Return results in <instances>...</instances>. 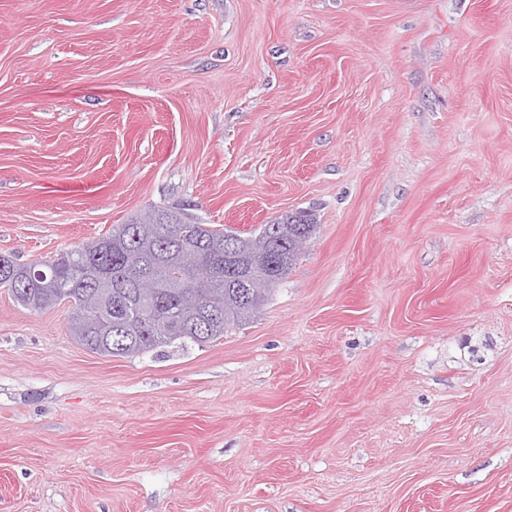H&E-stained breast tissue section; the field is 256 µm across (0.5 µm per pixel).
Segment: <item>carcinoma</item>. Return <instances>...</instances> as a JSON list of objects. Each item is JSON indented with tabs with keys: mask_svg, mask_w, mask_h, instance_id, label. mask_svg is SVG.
I'll return each instance as SVG.
<instances>
[{
	"mask_svg": "<svg viewBox=\"0 0 512 512\" xmlns=\"http://www.w3.org/2000/svg\"><path fill=\"white\" fill-rule=\"evenodd\" d=\"M171 224H190L193 234L186 246L200 261H223L217 251L225 248L233 230L199 224L176 208H158L130 217L112 233L68 249L55 258L38 261L45 279L30 280L23 266L0 254V262L15 275L0 274V285L11 293H25L32 310L42 311L67 303L73 309L69 331L87 349L105 357H127L179 343L197 345L224 336L231 326L249 321L265 303L271 290L288 275L304 247L302 239L316 231L313 215L306 211L286 214L256 230L238 231L235 262L244 271L254 270L269 280L256 303L245 302L239 289L227 281L199 288L188 279L186 269L166 262L172 243L166 234ZM145 271L158 280L154 322L143 323L148 314L140 304L135 277ZM108 277L115 288L112 302L120 315L92 306L86 293L100 277Z\"/></svg>",
	"mask_w": 512,
	"mask_h": 512,
	"instance_id": "1",
	"label": "carcinoma"
}]
</instances>
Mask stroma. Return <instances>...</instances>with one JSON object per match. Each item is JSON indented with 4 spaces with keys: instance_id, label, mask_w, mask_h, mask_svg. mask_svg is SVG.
Wrapping results in <instances>:
<instances>
[{
    "instance_id": "35a3bbf8",
    "label": "stroma",
    "mask_w": 512,
    "mask_h": 512,
    "mask_svg": "<svg viewBox=\"0 0 512 512\" xmlns=\"http://www.w3.org/2000/svg\"><path fill=\"white\" fill-rule=\"evenodd\" d=\"M152 207L317 231L202 345L0 287V512H512V0H0V254Z\"/></svg>"
}]
</instances>
